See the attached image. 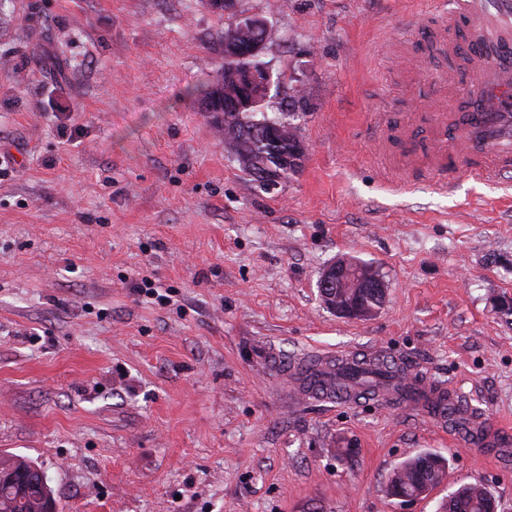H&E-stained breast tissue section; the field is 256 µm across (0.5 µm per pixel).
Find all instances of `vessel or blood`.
Listing matches in <instances>:
<instances>
[{"label":"vessel or blood","mask_w":512,"mask_h":512,"mask_svg":"<svg viewBox=\"0 0 512 512\" xmlns=\"http://www.w3.org/2000/svg\"><path fill=\"white\" fill-rule=\"evenodd\" d=\"M467 25L473 48L466 65L477 80L476 90L466 100V110L456 118L445 112L427 115L429 140L419 148L409 127H394L386 115L376 120L372 153L384 174L398 178L403 173L429 170L440 184L455 172L474 179L495 181L512 175V0H456L443 12L436 41L448 55L456 53L455 34ZM414 403L430 417L442 420L448 413V395L427 382L415 383ZM465 438L478 435L484 445H494L486 417L471 414Z\"/></svg>","instance_id":"b4317fda"}]
</instances>
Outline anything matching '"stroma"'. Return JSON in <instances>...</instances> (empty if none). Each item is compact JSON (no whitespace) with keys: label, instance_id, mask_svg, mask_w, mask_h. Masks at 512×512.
I'll use <instances>...</instances> for the list:
<instances>
[{"label":"stroma","instance_id":"35a3bbf8","mask_svg":"<svg viewBox=\"0 0 512 512\" xmlns=\"http://www.w3.org/2000/svg\"><path fill=\"white\" fill-rule=\"evenodd\" d=\"M451 2L237 0L268 24L265 111L310 105L268 192L192 94L224 65L204 0H0V455L58 512H440L474 482L512 512V458L386 399L293 397L268 365L386 356L512 433V178L400 193L371 152L382 112L427 143L447 70V111L472 92L434 48ZM342 255L387 284L371 318L320 300ZM423 451L444 483L389 497ZM341 266L343 269H341ZM341 270L344 271L345 275L346 262H344L343 260H336L330 263L323 270V273L318 284L319 291L321 292V299L328 300L323 302L324 305L329 306L333 309L336 308V299L333 301H331L332 297L330 299H327L328 297H326L325 295V289L333 287L332 282H336V276L340 275ZM423 460L427 461L429 466L432 464L425 478L424 473L419 470ZM447 469V461L440 455L432 452H419L407 457L393 469L386 485V492L391 496L403 490L405 493L411 494L418 492L425 497L442 483ZM403 477L407 480H403Z\"/></svg>","mask_w":512,"mask_h":512}]
</instances>
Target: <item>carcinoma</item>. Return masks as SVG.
I'll use <instances>...</instances> for the list:
<instances>
[{
    "label": "carcinoma",
    "mask_w": 512,
    "mask_h": 512,
    "mask_svg": "<svg viewBox=\"0 0 512 512\" xmlns=\"http://www.w3.org/2000/svg\"><path fill=\"white\" fill-rule=\"evenodd\" d=\"M307 111L306 95L303 89L297 88L289 97L287 107L279 110L274 116L262 115L255 118L251 112H244L232 119L237 129L235 141L228 143L229 148L244 164V170L253 172L260 164H276L275 158L292 148L291 143L273 144L266 136L264 123L269 121L287 120L297 112ZM402 367L395 361H380L373 358H362L346 367L342 373L345 385L361 389L365 393L371 388L365 384L369 375L396 376ZM431 462L430 471L422 473L420 464ZM447 461L432 452H419L407 457L397 465L386 485L388 495L399 491L426 495L438 487L447 472ZM11 471L24 478L17 486L0 488V512H45L46 490L40 485L39 477L34 471V463L25 457L12 455L0 458V472ZM495 497L487 488L477 483L460 485L448 495L441 504V512H488Z\"/></svg>",
    "instance_id": "cac0c4a2"
}]
</instances>
